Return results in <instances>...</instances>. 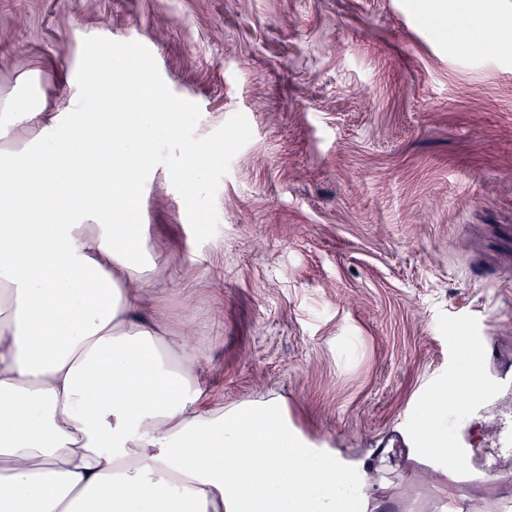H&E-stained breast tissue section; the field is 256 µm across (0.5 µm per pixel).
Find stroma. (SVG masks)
Wrapping results in <instances>:
<instances>
[{
	"label": "stroma",
	"instance_id": "1",
	"mask_svg": "<svg viewBox=\"0 0 512 512\" xmlns=\"http://www.w3.org/2000/svg\"><path fill=\"white\" fill-rule=\"evenodd\" d=\"M464 2L490 20L460 44L448 0H0V94L36 70L68 111L102 36L151 51L197 136L247 117L205 242L167 169L148 176L170 275L146 295L194 344L211 406L277 396L341 457L385 454L361 512L442 497L403 414L463 367L460 337L512 344V0Z\"/></svg>",
	"mask_w": 512,
	"mask_h": 512
}]
</instances>
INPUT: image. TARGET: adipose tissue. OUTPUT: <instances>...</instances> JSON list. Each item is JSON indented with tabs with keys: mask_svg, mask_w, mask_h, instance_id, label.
I'll return each instance as SVG.
<instances>
[{
	"mask_svg": "<svg viewBox=\"0 0 512 512\" xmlns=\"http://www.w3.org/2000/svg\"><path fill=\"white\" fill-rule=\"evenodd\" d=\"M86 89L92 109L62 118L28 72L0 108V512H338L335 450L279 398L209 406L196 351L147 315L140 286L166 267L123 186L166 100L114 111L106 56ZM478 376L428 399L420 447L446 454L448 397Z\"/></svg>",
	"mask_w": 512,
	"mask_h": 512,
	"instance_id": "adipose-tissue-1",
	"label": "adipose tissue"
}]
</instances>
